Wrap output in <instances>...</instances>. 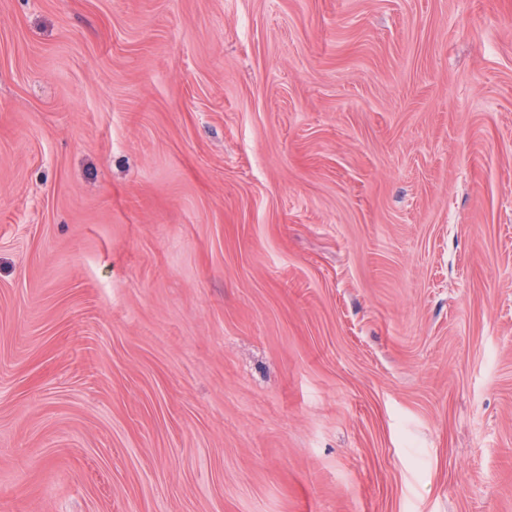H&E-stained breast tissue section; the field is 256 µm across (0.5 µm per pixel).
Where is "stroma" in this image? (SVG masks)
Masks as SVG:
<instances>
[{
	"instance_id": "stroma-1",
	"label": "stroma",
	"mask_w": 512,
	"mask_h": 512,
	"mask_svg": "<svg viewBox=\"0 0 512 512\" xmlns=\"http://www.w3.org/2000/svg\"><path fill=\"white\" fill-rule=\"evenodd\" d=\"M0 512H512V0H0Z\"/></svg>"
}]
</instances>
